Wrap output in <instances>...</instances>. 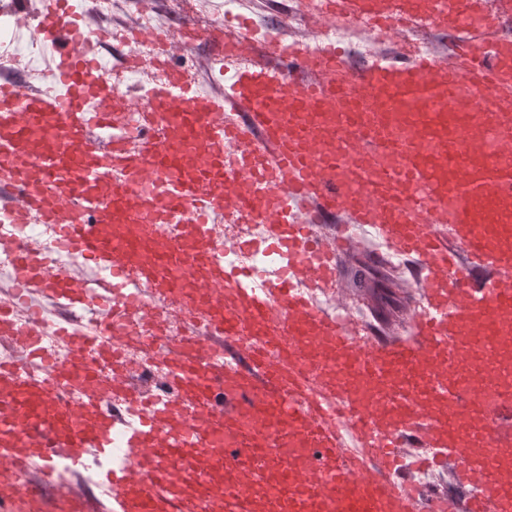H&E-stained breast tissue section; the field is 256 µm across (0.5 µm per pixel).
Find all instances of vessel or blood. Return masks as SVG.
<instances>
[{"label": "vessel or blood", "mask_w": 512, "mask_h": 512, "mask_svg": "<svg viewBox=\"0 0 512 512\" xmlns=\"http://www.w3.org/2000/svg\"><path fill=\"white\" fill-rule=\"evenodd\" d=\"M299 6L349 24L429 22L455 35L453 64L422 54L350 70L332 49L225 29L210 36L218 55L246 67L216 92L170 72L136 110L107 67L77 53L67 0H48L52 87L22 95L0 81V210L54 225L70 254L109 273L103 288L117 278L193 311L166 353L174 395L150 404L73 367L44 373L41 318L0 310V335L30 349L0 359V458L11 464L0 512H214L219 472L224 512H418L398 475L408 444L456 460L467 512H512V162L487 149L512 135V0L492 13L487 0ZM134 112L142 133L131 140L119 130ZM229 184L239 222L265 227L261 268L225 263L209 234ZM333 218L420 261L410 338L357 341L288 276L312 266L336 281L339 245L314 229ZM5 248L21 288L86 303L1 232ZM200 323L225 339L204 355ZM54 336L112 354L78 323ZM217 389L224 413L212 416ZM92 463L99 498L48 494Z\"/></svg>", "instance_id": "obj_1"}]
</instances>
